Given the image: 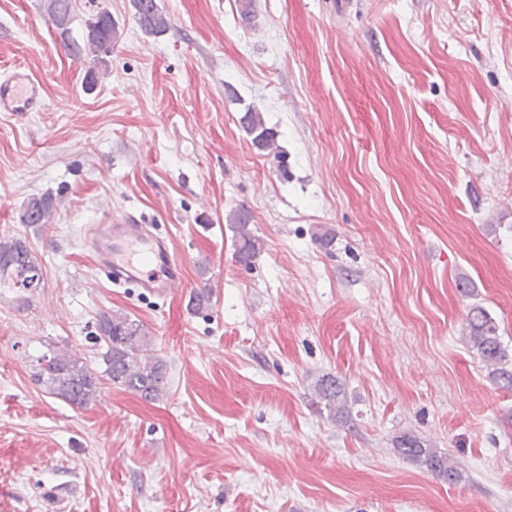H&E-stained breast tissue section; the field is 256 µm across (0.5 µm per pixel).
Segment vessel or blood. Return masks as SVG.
Returning <instances> with one entry per match:
<instances>
[{"instance_id": "1", "label": "vessel or blood", "mask_w": 512, "mask_h": 512, "mask_svg": "<svg viewBox=\"0 0 512 512\" xmlns=\"http://www.w3.org/2000/svg\"><path fill=\"white\" fill-rule=\"evenodd\" d=\"M41 85L23 69L0 80V112L34 111ZM91 246L100 264L112 271L115 286L135 285L167 296L182 283L183 263L167 236L150 232L134 214L104 215L92 229Z\"/></svg>"}]
</instances>
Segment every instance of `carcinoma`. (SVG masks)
I'll return each instance as SVG.
<instances>
[{
	"mask_svg": "<svg viewBox=\"0 0 512 512\" xmlns=\"http://www.w3.org/2000/svg\"><path fill=\"white\" fill-rule=\"evenodd\" d=\"M76 0H46V12L59 31L65 49L76 56L94 61L112 52L120 31L112 15L100 11L85 24L83 42L71 36V14ZM135 18L147 33L161 34L170 25L157 0H133ZM242 127L257 148L269 151L275 146V135L266 127L261 113L251 108L240 118ZM59 202L51 194L29 198L19 211L22 224L52 223ZM234 224L235 258L248 265L260 251V242L249 229L250 215L241 209L231 216ZM14 274L16 288L39 287L42 263L36 253L21 239L0 240V279ZM96 340L100 351L95 363L68 351L49 349L37 358L35 380L51 395L73 407L85 408L94 402L102 386L129 392L146 402L165 396L169 386L167 361L154 349L152 338L144 326L126 314L101 311L97 314ZM466 332L472 349L489 370L493 382L503 389H512V355L502 344L499 325L483 307L469 309ZM317 405L324 407L331 418L347 414L345 389L338 377L325 374L314 386ZM396 451L403 458L424 466L437 478L450 484L461 479V472L448 455L425 446L417 436L405 434L396 440Z\"/></svg>",
	"mask_w": 512,
	"mask_h": 512,
	"instance_id": "carcinoma-1",
	"label": "carcinoma"
}]
</instances>
